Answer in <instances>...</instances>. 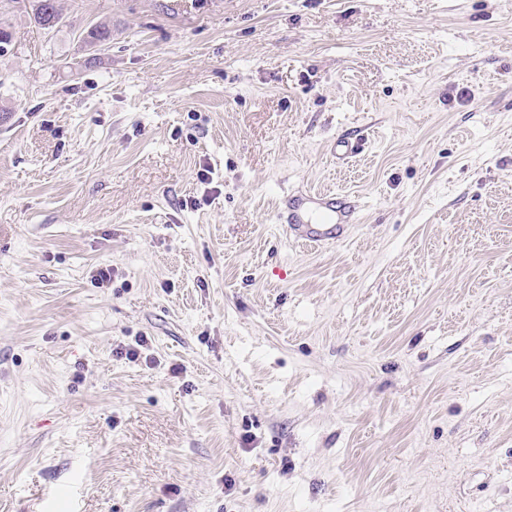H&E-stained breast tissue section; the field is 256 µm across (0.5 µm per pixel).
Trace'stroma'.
I'll return each mask as SVG.
<instances>
[{
  "instance_id": "1",
  "label": "stroma",
  "mask_w": 512,
  "mask_h": 512,
  "mask_svg": "<svg viewBox=\"0 0 512 512\" xmlns=\"http://www.w3.org/2000/svg\"><path fill=\"white\" fill-rule=\"evenodd\" d=\"M61 2L0 0V512H512V0ZM27 3L26 12L37 27L49 32L59 31L63 23V9L59 0H28ZM361 205L353 195L302 189L283 196L278 220L288 235L309 245L334 244L346 240L360 222Z\"/></svg>"
}]
</instances>
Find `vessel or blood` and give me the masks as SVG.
I'll use <instances>...</instances> for the list:
<instances>
[{
    "label": "vessel or blood",
    "mask_w": 512,
    "mask_h": 512,
    "mask_svg": "<svg viewBox=\"0 0 512 512\" xmlns=\"http://www.w3.org/2000/svg\"><path fill=\"white\" fill-rule=\"evenodd\" d=\"M360 212L355 196L308 189L283 196L277 208L278 219L289 236L309 245L346 240L359 223Z\"/></svg>",
    "instance_id": "1"
}]
</instances>
